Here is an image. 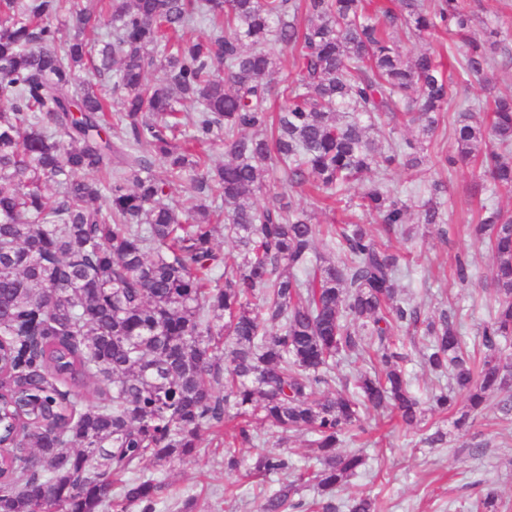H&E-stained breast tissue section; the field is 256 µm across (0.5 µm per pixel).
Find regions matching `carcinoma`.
<instances>
[{"label":"carcinoma","instance_id":"carcinoma-1","mask_svg":"<svg viewBox=\"0 0 512 512\" xmlns=\"http://www.w3.org/2000/svg\"><path fill=\"white\" fill-rule=\"evenodd\" d=\"M394 2L371 13L364 0H108L112 31L89 39L91 0H0V512H155L162 484L144 463L190 456L226 428L227 469L257 449L249 477L288 476L281 447L307 433L320 463L307 482L321 512H336L333 492L365 465L336 448L370 411L412 429L424 403L446 413L463 392L477 410L497 392L512 416L500 351L512 336V211L495 203L512 195V95L458 113L455 154L424 146L469 78L512 67V30L487 21L471 37L465 0ZM201 25L206 36L189 34ZM396 27L461 37L458 75L428 49L406 57ZM272 45L297 69L277 87ZM398 124L417 139L394 138ZM216 141L228 160L212 167ZM476 159L489 196L472 233L488 240L498 302L478 360L452 313L401 297V255L367 225L325 231L340 253L328 261L325 232L288 200L308 186L406 240L408 205L385 171ZM277 168L281 201L261 207ZM186 181L193 193L165 204ZM424 193L418 223H445L448 183ZM221 222L234 258L214 248ZM396 327L423 329L426 367L448 378L425 402ZM341 361L351 374L336 373ZM295 493L283 482L261 512L304 508ZM497 501L488 487L476 510Z\"/></svg>","mask_w":512,"mask_h":512}]
</instances>
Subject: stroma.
Masks as SVG:
<instances>
[{"instance_id": "35a3bbf8", "label": "stroma", "mask_w": 512, "mask_h": 512, "mask_svg": "<svg viewBox=\"0 0 512 512\" xmlns=\"http://www.w3.org/2000/svg\"><path fill=\"white\" fill-rule=\"evenodd\" d=\"M448 180L449 220L444 231L415 225L412 241L394 240L409 273L412 298L426 314L451 311L467 343L495 306L485 290L493 270L487 247L473 239V223L484 194L478 171L455 165ZM468 261L472 277L459 283L456 257ZM455 414L428 416L447 438L428 444L421 431H371L364 438L367 464L348 484L337 488L338 512H348L352 499H374L378 512H475L486 486L499 492L498 512H512V422L499 420L495 405L475 413L469 429L455 428ZM220 440L204 433L198 455L170 463H145L147 476L165 482L157 512H260L266 494L278 490L277 475L245 479L224 467Z\"/></svg>"}]
</instances>
